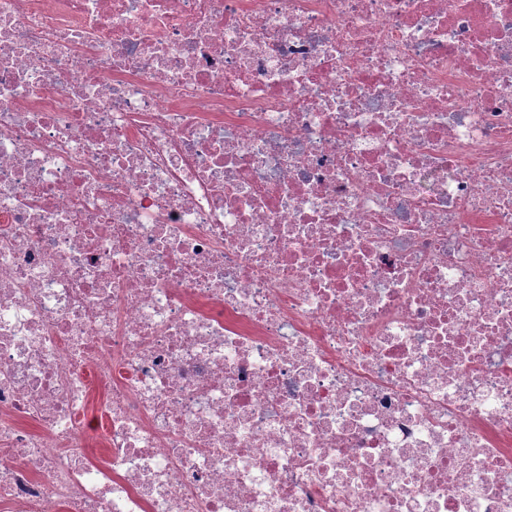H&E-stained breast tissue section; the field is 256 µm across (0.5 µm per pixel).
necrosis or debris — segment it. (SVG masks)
<instances>
[{
	"instance_id": "1",
	"label": "necrosis or debris",
	"mask_w": 512,
	"mask_h": 512,
	"mask_svg": "<svg viewBox=\"0 0 512 512\" xmlns=\"http://www.w3.org/2000/svg\"><path fill=\"white\" fill-rule=\"evenodd\" d=\"M0 512H512V0H0Z\"/></svg>"
}]
</instances>
